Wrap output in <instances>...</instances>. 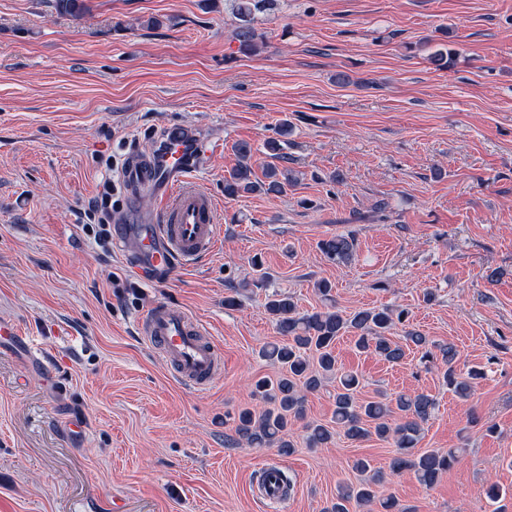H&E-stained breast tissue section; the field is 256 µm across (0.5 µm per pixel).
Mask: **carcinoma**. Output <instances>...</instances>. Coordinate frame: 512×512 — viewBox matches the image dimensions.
Returning <instances> with one entry per match:
<instances>
[{
    "label": "carcinoma",
    "mask_w": 512,
    "mask_h": 512,
    "mask_svg": "<svg viewBox=\"0 0 512 512\" xmlns=\"http://www.w3.org/2000/svg\"><path fill=\"white\" fill-rule=\"evenodd\" d=\"M232 11L237 19L235 39L239 50L253 52L262 35L255 22L258 14L272 8L274 0H231ZM56 11L77 16L86 10L84 0H53ZM288 136V123L275 129V136L265 142V149L276 158H283L284 137ZM238 157L237 166L224 179V197L235 199L244 194H281L291 183L288 169L276 166L267 168L259 178L253 169L255 152L248 141L234 146ZM319 249L330 260L349 263L356 256L357 244L351 236H334L323 239ZM267 311L275 320L277 333L285 340L268 344L262 355L283 370L275 380L261 378L254 383L253 396L268 405L260 415L248 408L239 410L233 417V445L246 448H278L289 454L294 449L286 439L288 429L304 419L306 394L336 380L333 422L352 441H364L373 437L388 442L394 448L389 470L393 474L411 472L426 487L434 486L439 478L457 463L452 451L439 449L414 452L423 433V425L436 408L434 398L424 392L400 394L389 401H363L359 397V376L345 371L337 363L334 348L336 340L350 335L357 350H371L389 363L403 360L402 346L391 340L393 331L404 328L406 344L421 351V361H434L438 350L441 354L440 373L443 382L459 397L469 398L476 380L484 376L479 369L467 373L457 370L459 353L453 345H441L422 333L406 328L408 312L403 309H363L346 314L331 308L317 311H298L292 297L275 293L268 298ZM305 444L308 448H324L334 438L333 428L316 422H307ZM354 469L365 475L359 483L341 487L336 499L324 508V512H348V504L356 502L369 512H408L391 494L383 490L385 477L371 468L370 461L356 460Z\"/></svg>",
    "instance_id": "1"
}]
</instances>
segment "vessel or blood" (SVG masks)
Here are the masks:
<instances>
[{
  "label": "vessel or blood",
  "instance_id": "vessel-or-blood-1",
  "mask_svg": "<svg viewBox=\"0 0 512 512\" xmlns=\"http://www.w3.org/2000/svg\"><path fill=\"white\" fill-rule=\"evenodd\" d=\"M202 160L201 144L178 134L163 137L150 154L128 156L120 173L122 187L133 195L152 193L160 203L145 223L120 224L114 229L116 239L130 242L137 270L168 274L193 264L215 247L216 206L192 178L193 168L201 166ZM140 326L183 385L201 389L221 376V356L207 331L184 309L153 305ZM280 472L277 464L263 466L258 484L265 500H280Z\"/></svg>",
  "mask_w": 512,
  "mask_h": 512
}]
</instances>
